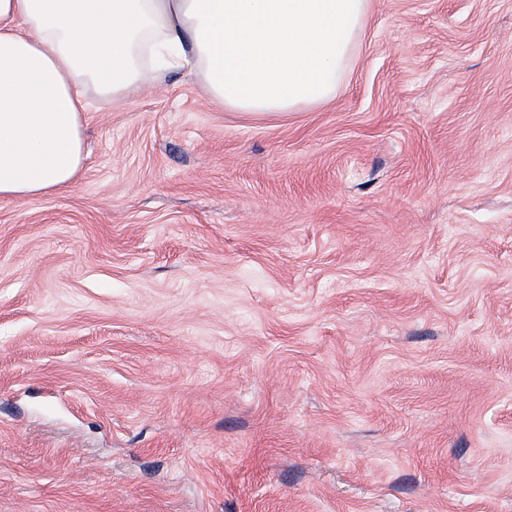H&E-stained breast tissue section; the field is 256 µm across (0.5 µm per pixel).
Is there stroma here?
I'll list each match as a JSON object with an SVG mask.
<instances>
[{"mask_svg": "<svg viewBox=\"0 0 512 512\" xmlns=\"http://www.w3.org/2000/svg\"><path fill=\"white\" fill-rule=\"evenodd\" d=\"M85 122L0 201V512H512V0H369L285 115Z\"/></svg>", "mask_w": 512, "mask_h": 512, "instance_id": "stroma-1", "label": "stroma"}]
</instances>
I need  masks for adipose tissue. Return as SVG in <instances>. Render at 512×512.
<instances>
[{
  "mask_svg": "<svg viewBox=\"0 0 512 512\" xmlns=\"http://www.w3.org/2000/svg\"><path fill=\"white\" fill-rule=\"evenodd\" d=\"M368 0H0V201L77 180L84 114L187 71L217 107L329 100Z\"/></svg>",
  "mask_w": 512,
  "mask_h": 512,
  "instance_id": "adipose-tissue-1",
  "label": "adipose tissue"
}]
</instances>
